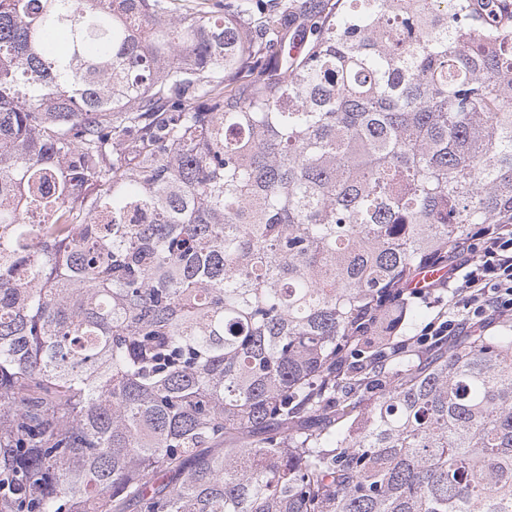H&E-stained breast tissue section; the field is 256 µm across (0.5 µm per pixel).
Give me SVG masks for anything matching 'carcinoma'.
Returning <instances> with one entry per match:
<instances>
[{"instance_id": "carcinoma-1", "label": "carcinoma", "mask_w": 512, "mask_h": 512, "mask_svg": "<svg viewBox=\"0 0 512 512\" xmlns=\"http://www.w3.org/2000/svg\"><path fill=\"white\" fill-rule=\"evenodd\" d=\"M510 8L0 0V512H512V323L388 356L512 224Z\"/></svg>"}]
</instances>
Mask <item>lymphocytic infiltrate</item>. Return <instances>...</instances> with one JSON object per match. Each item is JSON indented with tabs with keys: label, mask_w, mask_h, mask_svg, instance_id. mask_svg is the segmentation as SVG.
<instances>
[{
	"label": "lymphocytic infiltrate",
	"mask_w": 512,
	"mask_h": 512,
	"mask_svg": "<svg viewBox=\"0 0 512 512\" xmlns=\"http://www.w3.org/2000/svg\"><path fill=\"white\" fill-rule=\"evenodd\" d=\"M415 295L426 298L433 315L411 340L428 348L511 317L512 227L475 237L450 257L442 285Z\"/></svg>",
	"instance_id": "obj_1"
}]
</instances>
